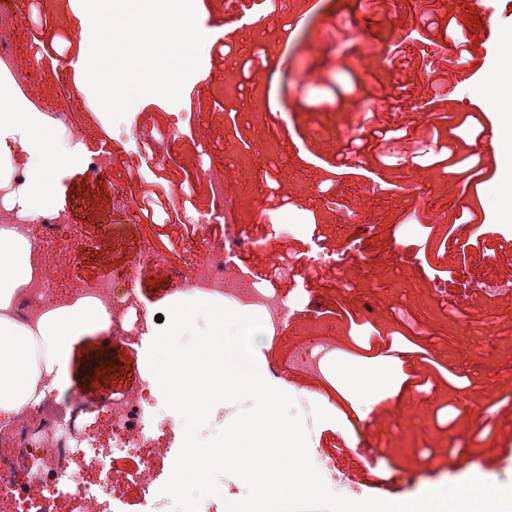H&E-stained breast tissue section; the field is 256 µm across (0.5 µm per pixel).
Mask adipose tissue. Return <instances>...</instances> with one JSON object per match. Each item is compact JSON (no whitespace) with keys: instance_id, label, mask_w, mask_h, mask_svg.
Instances as JSON below:
<instances>
[{"instance_id":"obj_1","label":"adipose tissue","mask_w":512,"mask_h":512,"mask_svg":"<svg viewBox=\"0 0 512 512\" xmlns=\"http://www.w3.org/2000/svg\"><path fill=\"white\" fill-rule=\"evenodd\" d=\"M38 112H17L0 92V141H33L44 128ZM63 166L56 152L42 155L27 166V181L19 203L46 208L54 191V177ZM30 231L0 225V416L32 411L69 384L72 344L88 334L110 332L112 315L88 297L51 304L36 317L22 320L16 305L37 274Z\"/></svg>"}]
</instances>
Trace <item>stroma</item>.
I'll return each instance as SVG.
<instances>
[{
	"instance_id": "stroma-1",
	"label": "stroma",
	"mask_w": 512,
	"mask_h": 512,
	"mask_svg": "<svg viewBox=\"0 0 512 512\" xmlns=\"http://www.w3.org/2000/svg\"><path fill=\"white\" fill-rule=\"evenodd\" d=\"M253 2L229 14L224 0H195L205 76L183 87L199 96L191 122L179 121L181 104L157 95L137 100L121 122L166 131L167 157L153 165L135 142L116 136L117 124L86 86L77 65L89 51L78 38L81 0H41L46 22L30 25L15 67L35 70L40 47L67 40L74 67L61 78L45 66L31 94L48 108L81 86L72 111L95 129L56 179L52 208L86 231L83 254L56 242V291L70 295L83 279L121 275L136 244L149 239L161 258L141 267L136 288L143 306L164 311L172 279L192 278L194 270L190 250L171 244L168 218L185 207L212 211L206 174L220 167L239 229L271 235L291 264L278 281L258 249L236 258L298 310L275 342H258L256 361L268 383L312 400L309 449L334 459L367 498L413 499L475 473L512 483V290L493 296L483 288L512 283V238L495 233L512 225V183L489 174L476 185L433 158L413 157L435 138L470 139L469 115L497 135L512 132L505 121L512 115V0H491L496 25L486 37L470 24L464 0H267L260 22ZM452 16L474 54L462 66L452 36L431 45L418 37L426 20L444 27ZM219 39L233 51L215 71ZM260 54L265 64L243 80L242 62ZM491 69L501 80L488 89L483 77ZM382 127L407 136L374 138L372 129ZM357 137L363 143L348 155ZM105 150L112 166L98 175L103 189L82 195V156ZM391 152L399 162H389ZM345 160L353 173H338ZM152 193L161 209L148 210ZM120 195L128 203L122 211L110 203ZM292 217L300 231L288 230ZM471 221L484 229L477 244L464 234L446 240L450 224ZM321 337L340 345L329 377L290 371L291 356ZM147 352L115 335L81 337L71 347L67 397L100 402L137 385L149 374ZM112 367L116 382L97 383L98 372ZM378 368L390 369L391 394L368 406L348 377ZM489 384L493 404L482 398Z\"/></svg>"
}]
</instances>
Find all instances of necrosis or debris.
Instances as JSON below:
<instances>
[{
    "mask_svg": "<svg viewBox=\"0 0 512 512\" xmlns=\"http://www.w3.org/2000/svg\"><path fill=\"white\" fill-rule=\"evenodd\" d=\"M21 25V12L0 8V78L6 80L17 101L36 112L40 106L28 95L30 75L16 71L12 65L14 40ZM208 189L213 201L222 205L224 239L212 244L209 261L198 266L194 279L177 281L171 295L177 299L223 296L234 306L259 312L265 335L277 339L286 320L296 316L297 310L286 304L276 289L240 279L233 252L244 247L246 241L234 232L232 203L224 197L223 183H209ZM0 223L21 228L43 224V243L35 247L34 257L44 269L48 265L45 247L52 244L57 232L68 228L69 218L62 212L32 211L0 199ZM158 258L152 243L142 244L125 274L126 290H119L114 280L88 282L79 290L80 295L98 300L111 312L113 334L132 348L142 345L156 326L154 314L138 302L136 282L142 264ZM102 414L112 434L108 448L97 447L95 436L88 430ZM169 428L148 381L113 396L101 411L79 401L69 420L62 423L47 419L30 426L18 421L11 427L20 438L18 448L0 456V504L9 503L11 512H58V502L64 499L71 505L70 512H123V496L113 486L107 462L112 455L131 450L149 457L159 455V440ZM36 448L52 449V467L34 459L32 451Z\"/></svg>",
    "mask_w": 512,
    "mask_h": 512,
    "instance_id": "necrosis-or-debris-1",
    "label": "necrosis or debris"
}]
</instances>
